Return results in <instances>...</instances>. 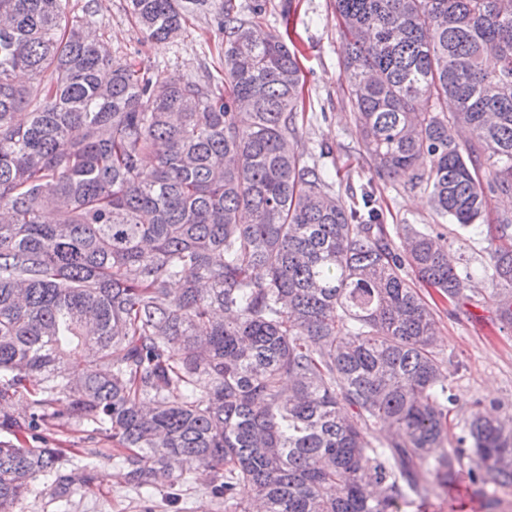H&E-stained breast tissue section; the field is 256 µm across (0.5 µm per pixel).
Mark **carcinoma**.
Instances as JSON below:
<instances>
[{
    "label": "carcinoma",
    "instance_id": "cac0c4a2",
    "mask_svg": "<svg viewBox=\"0 0 512 512\" xmlns=\"http://www.w3.org/2000/svg\"><path fill=\"white\" fill-rule=\"evenodd\" d=\"M214 8L221 74L112 59L67 0H0V512L71 467L47 431L112 439L147 499L207 481L224 512H404L469 462L512 490V428L458 405L436 310L473 275L445 235L394 240L297 149L296 52L232 0H128L144 38ZM371 166L463 229L512 197V0H336ZM35 79L14 82L17 71ZM26 106L28 112L20 111ZM484 279L512 329V218ZM28 411H13L17 396Z\"/></svg>",
    "mask_w": 512,
    "mask_h": 512
}]
</instances>
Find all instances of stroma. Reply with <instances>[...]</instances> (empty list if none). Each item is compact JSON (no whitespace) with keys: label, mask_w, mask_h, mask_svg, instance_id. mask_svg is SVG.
Masks as SVG:
<instances>
[{"label":"stroma","mask_w":512,"mask_h":512,"mask_svg":"<svg viewBox=\"0 0 512 512\" xmlns=\"http://www.w3.org/2000/svg\"><path fill=\"white\" fill-rule=\"evenodd\" d=\"M242 18L255 19L261 33L291 29L299 50L304 80V118L297 124L298 149L308 162L326 169L333 189L345 205L360 199V187L371 184L386 223L422 228L439 223L423 190L403 189L401 181L378 175L369 166L356 134L354 114L348 105V84L339 67L344 49L335 0H293L290 20H283L284 0H234ZM264 4L265 12L253 18L251 9ZM127 0H98L96 13L87 16L101 34L113 59L147 68L163 77L196 79L204 71L222 68L221 45L213 9L190 14L184 33L161 44L144 41L127 17ZM453 246L459 247L461 266L482 274L489 263L486 243L479 231L443 225ZM438 344L453 362L450 383L459 397L457 423H464L473 401L501 416H512V330L504 328L492 301L483 295L457 305L438 302ZM58 448L101 450L90 488L78 489L66 501L52 499L41 490L24 501L23 512H224L203 482L176 484L142 500L127 484L124 470L111 459L112 443L86 439L83 432L60 429L53 434ZM409 512H512V492L481 489L467 477L450 488H438Z\"/></svg>","instance_id":"stroma-1"}]
</instances>
